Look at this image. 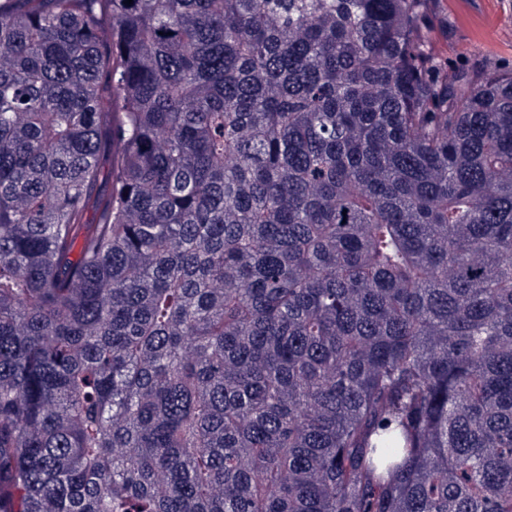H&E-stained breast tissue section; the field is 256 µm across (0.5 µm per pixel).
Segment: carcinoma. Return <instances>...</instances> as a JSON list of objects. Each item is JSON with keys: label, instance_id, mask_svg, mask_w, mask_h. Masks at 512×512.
<instances>
[{"label": "carcinoma", "instance_id": "cac0c4a2", "mask_svg": "<svg viewBox=\"0 0 512 512\" xmlns=\"http://www.w3.org/2000/svg\"><path fill=\"white\" fill-rule=\"evenodd\" d=\"M429 3L0 0V512H512V70Z\"/></svg>", "mask_w": 512, "mask_h": 512}]
</instances>
